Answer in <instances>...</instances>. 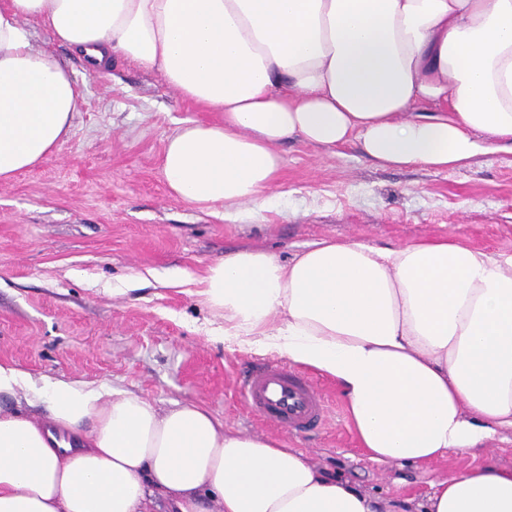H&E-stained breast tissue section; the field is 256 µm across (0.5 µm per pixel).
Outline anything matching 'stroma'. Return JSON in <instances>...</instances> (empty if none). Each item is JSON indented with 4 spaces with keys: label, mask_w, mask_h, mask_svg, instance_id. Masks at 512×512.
<instances>
[{
    "label": "stroma",
    "mask_w": 512,
    "mask_h": 512,
    "mask_svg": "<svg viewBox=\"0 0 512 512\" xmlns=\"http://www.w3.org/2000/svg\"><path fill=\"white\" fill-rule=\"evenodd\" d=\"M81 93L53 155L0 181V361L34 379H71L135 392L158 408L202 404L233 431L278 436L378 505L416 512L437 477L491 461L512 468V435L428 463H377L360 450L347 404L330 399L325 426L291 436L262 426L238 388L255 355L214 338L224 322L199 294L210 264L260 249L286 261L325 238L384 248L455 236L512 251V153L448 171L383 168L356 147L278 145L283 167L271 211L234 222L171 196L162 175L169 137L218 113L182 99L151 68L116 57L92 75L81 56L29 22Z\"/></svg>",
    "instance_id": "1"
}]
</instances>
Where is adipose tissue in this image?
I'll return each mask as SVG.
<instances>
[{"label":"adipose tissue","mask_w":512,"mask_h":512,"mask_svg":"<svg viewBox=\"0 0 512 512\" xmlns=\"http://www.w3.org/2000/svg\"><path fill=\"white\" fill-rule=\"evenodd\" d=\"M94 71L113 54L220 112L164 148L169 192L249 220L280 143H355L371 162L455 169L512 153V0H0V180L53 153L80 103L28 22ZM200 295L223 342L332 380L359 448L421 463L512 433V252L453 237L322 239L288 261L241 249ZM40 405L46 422L22 413ZM375 512L283 441L207 407L0 362V512ZM424 512H512V469L440 478Z\"/></svg>","instance_id":"1"}]
</instances>
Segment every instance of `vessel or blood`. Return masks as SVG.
I'll return each instance as SVG.
<instances>
[{"instance_id": "vessel-or-blood-1", "label": "vessel or blood", "mask_w": 512, "mask_h": 512, "mask_svg": "<svg viewBox=\"0 0 512 512\" xmlns=\"http://www.w3.org/2000/svg\"><path fill=\"white\" fill-rule=\"evenodd\" d=\"M241 393L258 420L291 434L321 427L329 416V401L314 378L282 361L252 365L241 382Z\"/></svg>"}]
</instances>
